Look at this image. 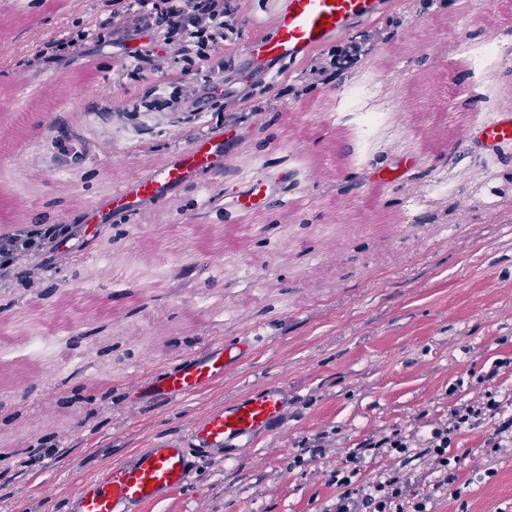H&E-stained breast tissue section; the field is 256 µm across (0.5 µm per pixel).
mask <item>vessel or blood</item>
Instances as JSON below:
<instances>
[{"label": "vessel or blood", "mask_w": 512, "mask_h": 512, "mask_svg": "<svg viewBox=\"0 0 512 512\" xmlns=\"http://www.w3.org/2000/svg\"><path fill=\"white\" fill-rule=\"evenodd\" d=\"M384 0H286L263 35L241 46V66L256 69L292 63L304 51L344 36L353 25L381 13ZM486 147L512 146V114L498 113L477 126ZM239 140L232 128L198 131L149 172L137 171L113 187L104 202L90 203L82 214L84 232L97 235L117 219L139 213L144 204H162L205 173L219 174L237 157ZM280 182L251 178L234 197L233 213L250 217L270 199H282ZM254 349L252 341L212 343L204 352L183 356L170 369L151 375L141 387L153 400L181 401L222 381ZM286 396L266 384L248 395L206 412L186 433L156 438L102 479L78 483L73 512H141L173 489L184 487L198 462L213 455H239L281 421Z\"/></svg>", "instance_id": "b4317fda"}]
</instances>
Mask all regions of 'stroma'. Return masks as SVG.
I'll use <instances>...</instances> for the list:
<instances>
[{
	"mask_svg": "<svg viewBox=\"0 0 512 512\" xmlns=\"http://www.w3.org/2000/svg\"><path fill=\"white\" fill-rule=\"evenodd\" d=\"M105 2L0 0V104L16 76L41 92L60 77L77 80L88 68L99 69L94 98L65 115L72 136L67 150L56 148L42 128L48 106L0 113V123L18 125L34 143L22 169L0 181V225L19 208L54 224L79 223L75 202L106 199L115 181L114 160L129 170H150L201 128L230 118L249 145L265 127L278 138L288 135L283 110L313 112L324 101L348 119L305 126L293 135L309 160L334 173L295 187V195L314 201L303 223L286 222L281 209L261 211L244 247L222 248L231 227L216 215L241 181L233 173L207 175L164 206L146 205L136 218L83 240L78 252L56 260L41 296L30 297L19 276L0 280L5 318L25 307L30 322L64 320L69 301L91 295L111 297L114 307L106 327L88 320L74 324L68 335L64 351L83 370L51 357L37 368L22 357L11 360V370L28 377L0 408V446L48 408L68 409L75 397L82 398L88 420L67 433L48 428L21 443L22 467L0 473V512H70L77 481L107 474L154 439L186 431L204 413L264 384L286 393L282 421L241 455L201 460L187 487L144 512H323L336 496L330 472L363 439L394 428L428 435L447 421L455 404L487 390L496 392L502 417L512 416V148L489 161L487 170L473 167L474 125L466 113L446 117L438 104L419 102L396 79L372 88L348 70L292 100L286 91L300 85L319 55L315 49L274 68L254 100L232 98L203 112L181 109L167 75L127 76V57L112 47L65 67L19 71L18 62L36 44L58 36L75 19L93 18ZM239 4L238 36L224 45L228 80L241 75L235 63L242 41L263 33L281 2ZM411 6L412 0H388L380 17L353 29L356 37L381 36L365 66L378 70L380 59L395 52V74L433 76V89L461 102V89L477 81L478 73L452 54L444 36L431 53L405 49V30L392 20L410 14ZM274 96L279 112L254 111V102ZM368 96L398 98L402 119L423 140L425 152L392 141L363 153L351 114ZM426 155L450 177L453 195L427 194ZM480 195L492 198L493 207H477ZM348 196L356 205L369 197L377 210L397 217L413 213L421 221L393 225L385 235L375 228L350 235L345 213L336 207ZM53 198L65 205L45 215L43 204ZM176 224L191 225V238L174 243ZM146 238L157 247L148 256L141 252ZM244 265L260 287L244 286ZM123 266L159 270L164 279L146 292L136 280L117 279ZM194 296L214 299L212 312L190 308ZM154 336L163 337L162 346L150 345ZM232 338L252 339L255 349L223 383L180 402L139 397L138 379ZM490 371L495 377L489 381ZM324 431L332 433L333 448L293 467L301 441ZM453 452L464 460L460 500L436 489L438 476L424 461L408 467L412 482L430 493L431 512H512V446L490 454L481 434L471 433L457 439Z\"/></svg>",
	"mask_w": 512,
	"mask_h": 512,
	"instance_id": "1",
	"label": "stroma"
}]
</instances>
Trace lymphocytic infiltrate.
I'll use <instances>...</instances> for the list:
<instances>
[{"label": "lymphocytic infiltrate", "instance_id": "1", "mask_svg": "<svg viewBox=\"0 0 512 512\" xmlns=\"http://www.w3.org/2000/svg\"><path fill=\"white\" fill-rule=\"evenodd\" d=\"M236 0H112V7L93 19L77 20L62 34L36 45L22 59V69L45 64H66L86 56L91 48L111 46L124 51L135 62L134 74L158 73L169 64L181 63V77L202 76L201 85H187L186 96L192 111H204L224 96V44L237 32ZM368 40L352 39L329 50L314 64L304 79V90L327 84L337 72L346 70L369 55ZM59 238L57 226L4 224L0 226V277L21 268L26 288L38 293L41 268L51 260ZM500 404L492 391L454 405L446 422L434 426L418 438L393 430L371 436L352 448L330 481L336 497L324 512H428L429 495L413 487L406 471L409 464L424 460L437 473L439 485L460 498L458 487L462 459L453 454L457 437L474 432L486 421H495L484 445L500 450L505 433L512 432V418L496 422ZM386 449L400 463L383 480L358 486L359 464L367 452Z\"/></svg>", "mask_w": 512, "mask_h": 512}]
</instances>
